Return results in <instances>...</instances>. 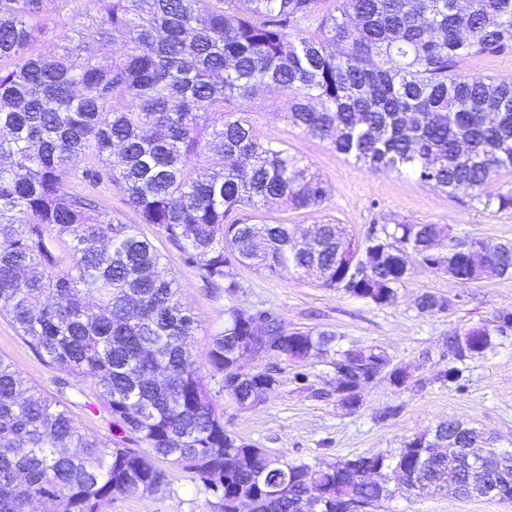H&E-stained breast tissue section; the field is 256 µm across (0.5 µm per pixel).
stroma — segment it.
<instances>
[{"instance_id": "obj_1", "label": "stroma", "mask_w": 512, "mask_h": 512, "mask_svg": "<svg viewBox=\"0 0 512 512\" xmlns=\"http://www.w3.org/2000/svg\"><path fill=\"white\" fill-rule=\"evenodd\" d=\"M250 109L261 140L286 147L302 158L320 175L328 190V200L321 210L284 213L275 207L272 216H284L301 229L332 218L359 241L372 226L413 221L451 225L454 235L463 239L512 243V210L475 208L468 201L449 198L414 176L376 171L343 158L326 141L289 126L277 92L261 93ZM86 192L124 223L138 225L140 232L164 254L184 302L202 320L195 337L197 357H204L208 336L222 328L225 308L236 304L246 309L271 310L292 328L335 331L348 345H380L396 362L418 366L420 376L427 380L424 387L402 390L374 382L362 392V407L353 411L337 402L336 373L326 359L311 358L317 375L314 391H298L287 383L252 409L239 411L225 406L227 429L245 441L275 456L332 463L355 455L396 453L404 438L452 418L481 429L497 447L512 448V336L496 354L472 362L466 390H456L436 378L447 364L446 340L450 334L491 324L498 311L512 310V279L490 276L464 286L426 268L415 258L407 280L398 290L396 303L377 307L290 272L270 276L240 266L236 269L238 294L219 298L204 287L196 268L187 265L181 253L154 226L139 224L136 213L119 192L104 186H90ZM426 291L447 296L452 307L433 316L418 314L414 301ZM0 357L12 361L28 382L55 396L82 431L109 436L108 427L85 408V399L77 389L59 388L56 372L32 353L12 323L3 318ZM161 466L172 476L167 492L119 496L103 505L102 512H218L214 497L198 491L192 474L166 460ZM380 512H512V500L426 492L385 502Z\"/></svg>"}]
</instances>
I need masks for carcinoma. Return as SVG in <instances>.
<instances>
[{
	"label": "carcinoma",
	"mask_w": 512,
	"mask_h": 512,
	"mask_svg": "<svg viewBox=\"0 0 512 512\" xmlns=\"http://www.w3.org/2000/svg\"><path fill=\"white\" fill-rule=\"evenodd\" d=\"M51 24L63 0H0V316L10 319L58 383H85L84 406L121 442L90 436L66 407L28 384L0 357V512H101L116 496L167 491L156 460L198 478V490L236 512H298L312 488L330 507H380L381 482L362 467L399 461L400 496L457 483L471 455L499 458L485 433L457 420L402 442L395 454L357 455L351 467L288 461L226 428L219 397L238 404L279 390L282 368L247 375L243 339L262 333L272 355L300 364L320 355L344 372L336 399L355 410L381 378L395 388L423 381L379 345L344 346L329 330L291 329L270 310L224 309L205 361L190 347L202 321L182 301L163 254L138 229L73 185L115 187L140 223L154 225L217 294L234 296L238 265L271 275L320 274L324 288L375 306L398 299L409 268L402 253L448 240L434 271L462 284L490 263L512 277V244L490 252L448 224L395 223L385 255L356 275V244L337 220L309 233L267 215L278 201L317 211L319 174L288 149L261 140L248 103L273 88L288 123L376 171L407 173L485 210H512V78L465 75L461 58L512 50V0H89ZM52 42L53 51L39 47ZM120 43V51L105 46ZM451 300L425 292L421 314ZM512 331V311L448 336L439 379L462 391L470 364ZM218 380L211 393L206 379Z\"/></svg>",
	"instance_id": "carcinoma-1"
}]
</instances>
